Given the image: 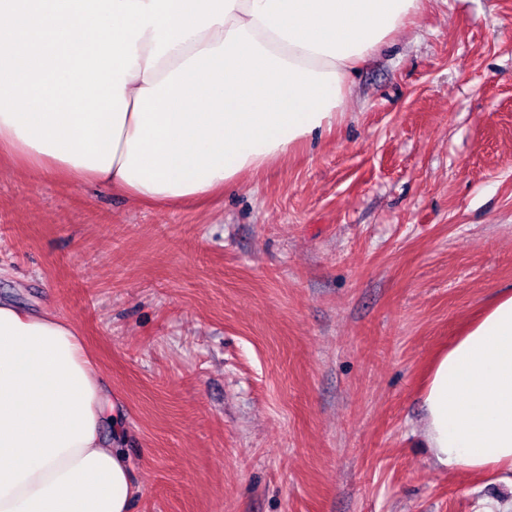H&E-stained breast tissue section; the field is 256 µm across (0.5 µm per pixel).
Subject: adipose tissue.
<instances>
[{"instance_id":"ef3b65f1","label":"adipose tissue","mask_w":512,"mask_h":512,"mask_svg":"<svg viewBox=\"0 0 512 512\" xmlns=\"http://www.w3.org/2000/svg\"><path fill=\"white\" fill-rule=\"evenodd\" d=\"M421 0H0V155L175 207L333 129L353 67ZM436 463L512 473V292L435 361ZM76 327L0 302V512H133Z\"/></svg>"}]
</instances>
